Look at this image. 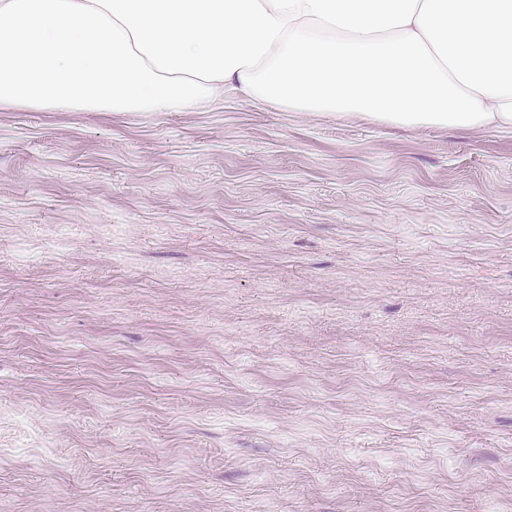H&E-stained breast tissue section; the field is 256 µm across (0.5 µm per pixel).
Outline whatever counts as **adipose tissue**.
Returning a JSON list of instances; mask_svg holds the SVG:
<instances>
[{"label": "adipose tissue", "mask_w": 512, "mask_h": 512, "mask_svg": "<svg viewBox=\"0 0 512 512\" xmlns=\"http://www.w3.org/2000/svg\"><path fill=\"white\" fill-rule=\"evenodd\" d=\"M229 91L512 129V0H0V108L187 112Z\"/></svg>", "instance_id": "ef3b65f1"}]
</instances>
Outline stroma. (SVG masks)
Here are the masks:
<instances>
[{
	"mask_svg": "<svg viewBox=\"0 0 512 512\" xmlns=\"http://www.w3.org/2000/svg\"><path fill=\"white\" fill-rule=\"evenodd\" d=\"M0 512H512V130L0 110Z\"/></svg>",
	"mask_w": 512,
	"mask_h": 512,
	"instance_id": "stroma-1",
	"label": "stroma"
}]
</instances>
